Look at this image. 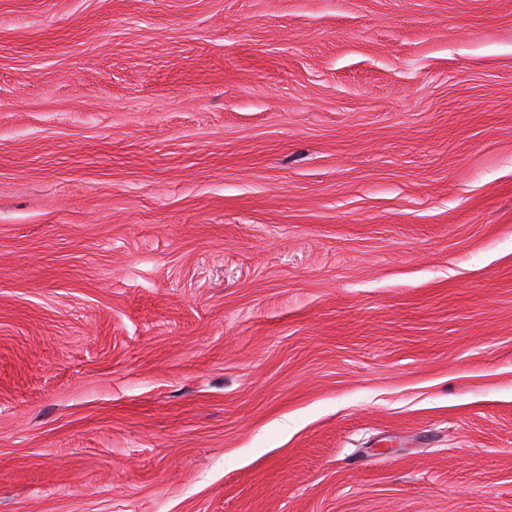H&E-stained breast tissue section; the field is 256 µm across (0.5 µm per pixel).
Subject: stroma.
<instances>
[{"mask_svg":"<svg viewBox=\"0 0 512 512\" xmlns=\"http://www.w3.org/2000/svg\"><path fill=\"white\" fill-rule=\"evenodd\" d=\"M0 512H512V0H0Z\"/></svg>","mask_w":512,"mask_h":512,"instance_id":"stroma-1","label":"stroma"}]
</instances>
